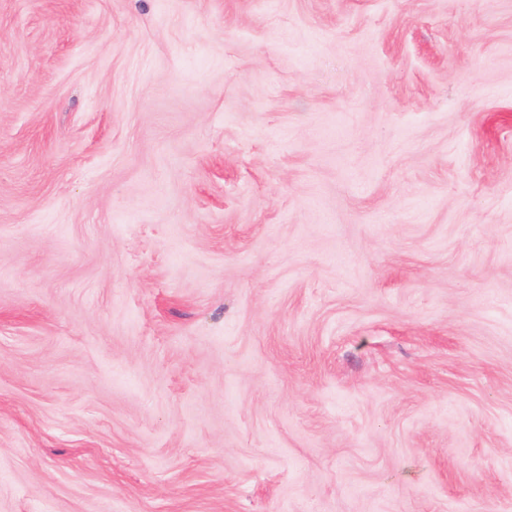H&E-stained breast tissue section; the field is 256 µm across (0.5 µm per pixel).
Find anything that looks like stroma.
I'll return each mask as SVG.
<instances>
[{"label": "stroma", "instance_id": "35a3bbf8", "mask_svg": "<svg viewBox=\"0 0 512 512\" xmlns=\"http://www.w3.org/2000/svg\"><path fill=\"white\" fill-rule=\"evenodd\" d=\"M0 512H512V0H0Z\"/></svg>", "mask_w": 512, "mask_h": 512}]
</instances>
